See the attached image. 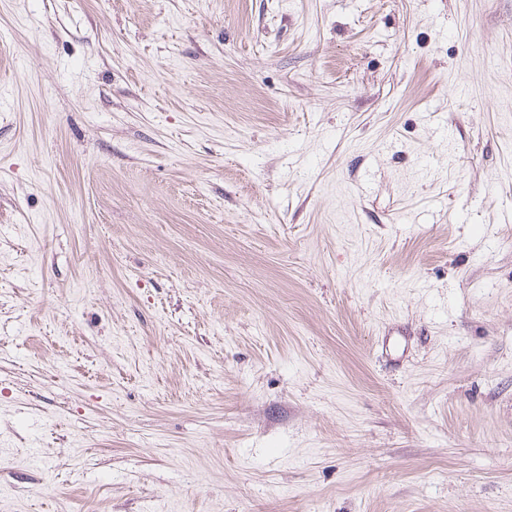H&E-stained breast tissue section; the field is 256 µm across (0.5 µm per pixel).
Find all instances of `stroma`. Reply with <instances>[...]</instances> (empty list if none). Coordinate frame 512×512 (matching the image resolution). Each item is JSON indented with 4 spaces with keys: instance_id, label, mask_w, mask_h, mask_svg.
Here are the masks:
<instances>
[{
    "instance_id": "obj_1",
    "label": "stroma",
    "mask_w": 512,
    "mask_h": 512,
    "mask_svg": "<svg viewBox=\"0 0 512 512\" xmlns=\"http://www.w3.org/2000/svg\"><path fill=\"white\" fill-rule=\"evenodd\" d=\"M0 512H512V0H0Z\"/></svg>"
}]
</instances>
